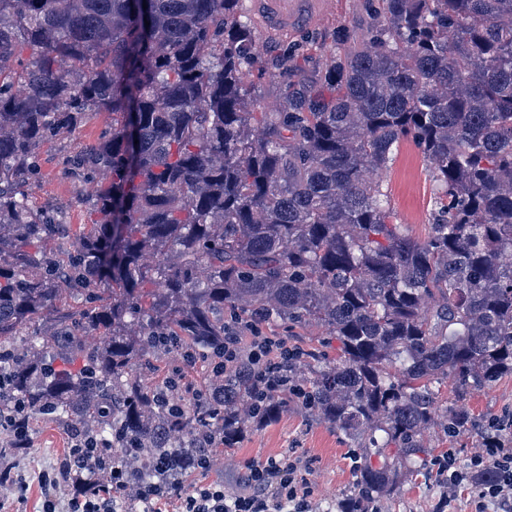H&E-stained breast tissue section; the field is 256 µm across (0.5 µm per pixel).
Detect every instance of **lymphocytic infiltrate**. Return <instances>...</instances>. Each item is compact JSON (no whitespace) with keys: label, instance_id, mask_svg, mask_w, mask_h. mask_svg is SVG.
Listing matches in <instances>:
<instances>
[{"label":"lymphocytic infiltrate","instance_id":"1","mask_svg":"<svg viewBox=\"0 0 512 512\" xmlns=\"http://www.w3.org/2000/svg\"><path fill=\"white\" fill-rule=\"evenodd\" d=\"M288 355V345L281 339L253 331L251 337H227L224 343V368L233 370L242 360L275 371ZM33 409L23 401L15 402L0 415V433L10 448H27L32 443ZM68 451L57 470L41 477L39 512H112L113 500L125 492L120 468L101 465L110 456L112 443L85 432L68 434ZM309 466L301 460L271 459L263 464L246 463L239 491H227L214 483L200 487L182 498L181 512H312L314 489L307 477ZM492 478H485V471ZM449 487L464 483L475 485L474 512H512V445L499 437H488L484 448L470 460L467 470L454 467L453 456H445L439 466ZM103 476L100 484L90 482V475Z\"/></svg>","mask_w":512,"mask_h":512}]
</instances>
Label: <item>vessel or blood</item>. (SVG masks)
I'll return each instance as SVG.
<instances>
[{
	"instance_id": "vessel-or-blood-1",
	"label": "vessel or blood",
	"mask_w": 512,
	"mask_h": 512,
	"mask_svg": "<svg viewBox=\"0 0 512 512\" xmlns=\"http://www.w3.org/2000/svg\"><path fill=\"white\" fill-rule=\"evenodd\" d=\"M327 0H250L248 9L265 38L279 39L317 23L326 13Z\"/></svg>"
}]
</instances>
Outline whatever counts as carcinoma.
Instances as JSON below:
<instances>
[{
  "label": "carcinoma",
  "mask_w": 512,
  "mask_h": 512,
  "mask_svg": "<svg viewBox=\"0 0 512 512\" xmlns=\"http://www.w3.org/2000/svg\"><path fill=\"white\" fill-rule=\"evenodd\" d=\"M358 6L366 31H335L265 112L245 76L274 82L318 46L262 56L244 0H0L1 406L79 422L112 463L132 454L131 482L170 486L296 400L358 440L346 512L419 472L427 430L467 426L434 385L512 375V0ZM95 112L121 120L66 173H109L87 198L99 219L48 249L64 224L30 202L37 150ZM404 141L431 165L423 242L372 179ZM235 320L315 323L339 353H301L261 400L244 360L183 408L182 373L224 361ZM163 360L160 401L142 372Z\"/></svg>",
  "instance_id": "obj_1"
}]
</instances>
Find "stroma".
Masks as SVG:
<instances>
[{"label":"stroma","mask_w":512,"mask_h":512,"mask_svg":"<svg viewBox=\"0 0 512 512\" xmlns=\"http://www.w3.org/2000/svg\"><path fill=\"white\" fill-rule=\"evenodd\" d=\"M369 23L359 10L357 0H333L328 16L310 26L322 51L333 48L332 36L337 29L364 31ZM112 127V115L100 112L75 132L64 134L43 145L39 152L38 175L32 180V200L40 206L59 211L70 233L82 231L94 223L95 213L84 199L94 190V183L62 173L64 160L83 145L96 141ZM383 189L412 238L425 240L430 232L432 212V181L428 162L410 143H401L388 169L382 173ZM464 406L482 423L512 414V376H503L491 388L472 390L465 396ZM482 431L473 430L448 438L440 431L426 437L431 452L422 472L406 479L389 495L378 499L382 512H437L444 495H451L453 512H471L474 490L461 486L447 490L439 481L437 461L447 452H454L459 466H467L471 456L481 446ZM66 434L55 420L37 416L31 447L15 455L13 461L25 474L32 488L27 512H36L40 491L35 483L39 471L57 464L65 455ZM299 458L309 461V478L315 488L314 512H340V505L350 496L359 465L354 447L341 435L309 417L304 410L288 408L278 421L267 425H249L242 443L236 448L221 449L211 469L191 475L185 482V493L198 487L223 483L230 491L239 487V477L247 462L269 459Z\"/></svg>","instance_id":"1"}]
</instances>
